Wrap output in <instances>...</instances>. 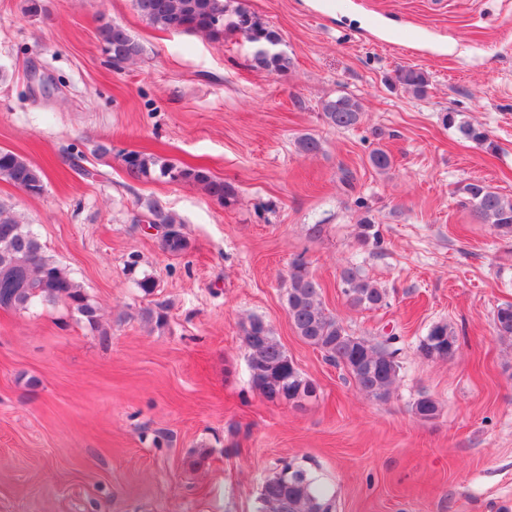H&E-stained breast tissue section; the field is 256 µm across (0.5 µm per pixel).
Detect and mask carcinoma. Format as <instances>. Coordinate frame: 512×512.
<instances>
[{"label":"carcinoma","mask_w":512,"mask_h":512,"mask_svg":"<svg viewBox=\"0 0 512 512\" xmlns=\"http://www.w3.org/2000/svg\"><path fill=\"white\" fill-rule=\"evenodd\" d=\"M138 12L152 24L174 33H199L213 41H222L226 34H241L257 46L256 60L271 73L288 71L290 60L270 50L279 41V34L238 6L228 12L226 0H134ZM104 50L112 66L121 68L140 53L138 43L119 24L107 23L100 28ZM394 83L415 97L427 94V73L413 67L395 70ZM325 123L338 129L358 125L362 117L360 101L341 95L322 104ZM443 123L458 131L464 139L492 151L494 142L488 133L457 119V113L443 115ZM127 174L134 179L157 176L171 181L198 186L204 194L221 205L233 204L236 189L204 168L177 167L152 155L130 151L123 155ZM377 171L392 167L391 155L380 148L368 156ZM43 171L11 150L0 148V179L28 196L37 197L45 191ZM462 204L484 224L491 225L499 235L512 237V197L501 194L480 179H471L459 188ZM152 223L177 232L168 233L161 241L163 249L179 256L188 248L176 217L155 202L150 206ZM358 241L377 252L382 249L379 229L372 218L365 216L358 224ZM340 280L347 302L354 308L377 309L386 304L387 291L365 276L359 267L343 269ZM321 286L309 271L302 256L294 258L288 268L285 305L296 334L318 349L325 359L342 367L356 386L377 401H386L400 376L398 349L394 336L381 340L356 336L341 320L327 311L320 298ZM63 303L77 313L91 328H97L98 307L80 283L63 266L46 255L39 238L0 203V309L27 312L38 305ZM497 335L512 338V304L497 308L494 315ZM240 337L251 371L252 388L267 401L283 399L301 408L317 398L318 386L302 375L293 359L274 336L270 325L260 316L251 315L240 322ZM458 336L444 322L431 326L418 345L421 356L428 360H446L448 352H457ZM411 411L421 419L432 420L440 413L439 403L422 393L411 403ZM329 489L307 469L286 463L264 479L257 498L256 512H332Z\"/></svg>","instance_id":"obj_1"}]
</instances>
